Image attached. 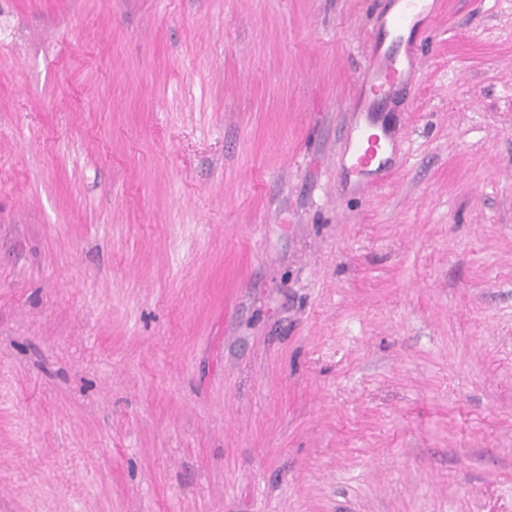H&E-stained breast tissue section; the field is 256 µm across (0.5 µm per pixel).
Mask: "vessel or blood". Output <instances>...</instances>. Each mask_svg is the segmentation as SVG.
<instances>
[{"mask_svg": "<svg viewBox=\"0 0 512 512\" xmlns=\"http://www.w3.org/2000/svg\"><path fill=\"white\" fill-rule=\"evenodd\" d=\"M397 9L386 17L384 25L394 35L414 29L427 9L426 0H397ZM418 62L412 43L392 45L387 49L373 48L367 76L357 97V106L373 110L376 103L388 97L402 83ZM388 133L379 132L375 122L367 121L357 129L352 140L353 168L362 177H370L381 169L399 164L396 155L385 152Z\"/></svg>", "mask_w": 512, "mask_h": 512, "instance_id": "obj_1", "label": "vessel or blood"}]
</instances>
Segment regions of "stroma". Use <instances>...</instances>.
<instances>
[{
    "label": "stroma",
    "mask_w": 512,
    "mask_h": 512,
    "mask_svg": "<svg viewBox=\"0 0 512 512\" xmlns=\"http://www.w3.org/2000/svg\"><path fill=\"white\" fill-rule=\"evenodd\" d=\"M0 0V512H512V0ZM397 9L385 18L384 26L400 38L405 30L414 29L427 9V0H396ZM395 43L382 52L380 44L371 50L367 77L356 97V111L362 106L366 112L372 111L376 103L388 97L393 88L402 83L416 67L418 59L414 45L410 42L404 45L400 41ZM378 129L381 135L376 132ZM383 142L392 143V139L385 128L375 122L365 121L357 129L352 140V166L364 179L385 167L402 163V158L394 155V149L389 156H384Z\"/></svg>",
    "instance_id": "obj_1"
}]
</instances>
